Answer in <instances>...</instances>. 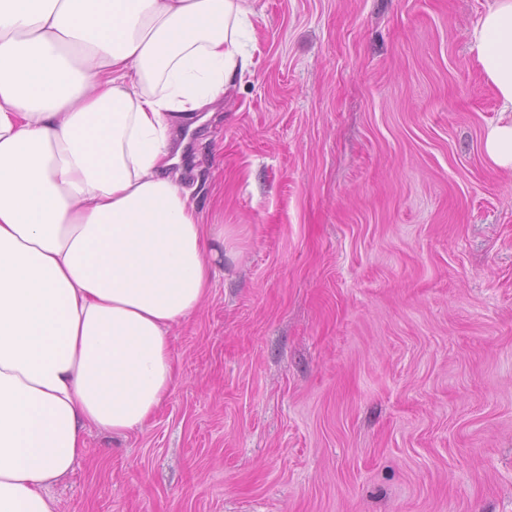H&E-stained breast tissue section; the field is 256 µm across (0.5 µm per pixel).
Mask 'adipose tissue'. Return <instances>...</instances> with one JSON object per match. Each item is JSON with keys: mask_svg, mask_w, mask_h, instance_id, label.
Returning <instances> with one entry per match:
<instances>
[{"mask_svg": "<svg viewBox=\"0 0 512 512\" xmlns=\"http://www.w3.org/2000/svg\"><path fill=\"white\" fill-rule=\"evenodd\" d=\"M246 0H0V512L48 489L95 426L124 435L177 379L172 331L217 277L224 220L176 178L197 129L249 72ZM471 50L512 168V0Z\"/></svg>", "mask_w": 512, "mask_h": 512, "instance_id": "obj_1", "label": "adipose tissue"}]
</instances>
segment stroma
Masks as SVG:
<instances>
[{
	"mask_svg": "<svg viewBox=\"0 0 512 512\" xmlns=\"http://www.w3.org/2000/svg\"><path fill=\"white\" fill-rule=\"evenodd\" d=\"M494 0H248L251 75L183 177L224 261L140 430L58 512H512V169ZM494 1L473 29L471 50L503 115L486 133L485 152L496 166L512 168V1Z\"/></svg>",
	"mask_w": 512,
	"mask_h": 512,
	"instance_id": "35a3bbf8",
	"label": "stroma"
}]
</instances>
